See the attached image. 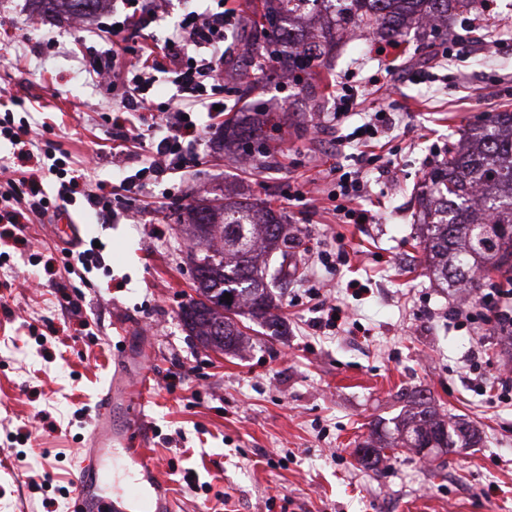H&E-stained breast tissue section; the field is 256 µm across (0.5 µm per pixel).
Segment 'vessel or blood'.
I'll return each mask as SVG.
<instances>
[{
  "label": "vessel or blood",
  "instance_id": "obj_1",
  "mask_svg": "<svg viewBox=\"0 0 512 512\" xmlns=\"http://www.w3.org/2000/svg\"><path fill=\"white\" fill-rule=\"evenodd\" d=\"M71 477L73 512H176L148 454L149 431L129 405L124 371H115Z\"/></svg>",
  "mask_w": 512,
  "mask_h": 512
}]
</instances>
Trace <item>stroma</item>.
<instances>
[{"label": "stroma", "mask_w": 512, "mask_h": 512, "mask_svg": "<svg viewBox=\"0 0 512 512\" xmlns=\"http://www.w3.org/2000/svg\"><path fill=\"white\" fill-rule=\"evenodd\" d=\"M157 18L124 29L120 45L164 46L195 0H157ZM124 0L73 27L38 0H0V165L24 172L52 207L34 224L0 222V512H70V478L105 380L125 365L147 388L150 456L180 512H512V340L482 318L481 289L464 294L431 276L415 194L448 145L487 115L512 111V0L458 15L433 51L417 33L400 47L344 37L321 81L301 88L276 71L233 80L222 113L196 106L199 137L186 167L150 177V132L175 92L156 74L152 112L123 108L94 62L98 32L123 19ZM449 48L448 58L435 52ZM366 111L333 119L341 83ZM389 109L372 146L336 138ZM267 113L266 153L241 166L221 138L227 119ZM68 158L50 171L43 130ZM360 171L372 220L341 224L334 169ZM131 192H116L121 179ZM71 192L70 202L59 196ZM97 204H90L87 193ZM269 203L300 230L298 271L283 289L286 335L251 324L240 351L200 345L181 312L195 296L190 238L179 208L200 197ZM89 225L85 277L61 263L59 211ZM323 303H309L310 282ZM346 318L323 327L324 306ZM474 321L452 319L458 309ZM479 360H472V353ZM470 422L482 441L446 455L365 468L357 452L372 426L400 414L405 394ZM22 470L16 483L13 470Z\"/></svg>", "instance_id": "obj_1"}]
</instances>
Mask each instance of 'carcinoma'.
<instances>
[{"mask_svg": "<svg viewBox=\"0 0 512 512\" xmlns=\"http://www.w3.org/2000/svg\"><path fill=\"white\" fill-rule=\"evenodd\" d=\"M59 3L81 15L100 0H41ZM475 0H264L262 22H254L253 42L270 66L297 74L306 86L319 73L313 61L328 54L330 38L355 29L397 43L405 30L448 29V19ZM259 119L229 128L240 155L259 153L264 142ZM467 145L448 149V158L428 173L421 196L424 249L433 275L450 288L479 286V275L512 272V112H495L464 132ZM193 228L190 262L198 298L183 309L184 326L214 351L239 347L243 331L227 313L261 320L275 329L285 322L275 313L272 289L288 275L294 237L286 233L283 215L256 201L215 205L197 199L187 206ZM231 294V300L224 299ZM224 324V330L215 326ZM407 416L393 428L373 427L375 439L360 448L367 468L380 463L377 445L386 448H472L480 436L465 422H452L423 398L410 396Z\"/></svg>", "mask_w": 512, "mask_h": 512, "instance_id": "cac0c4a2", "label": "carcinoma"}]
</instances>
